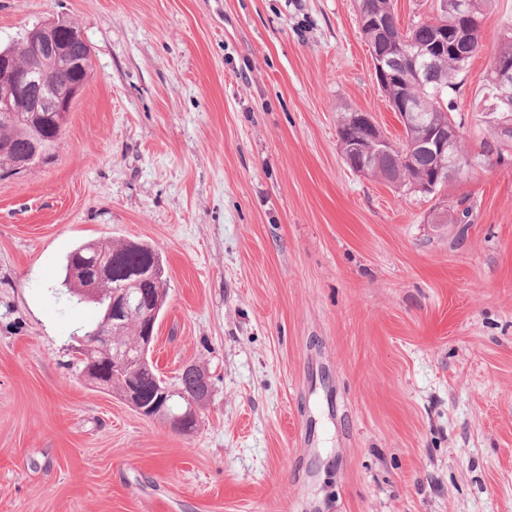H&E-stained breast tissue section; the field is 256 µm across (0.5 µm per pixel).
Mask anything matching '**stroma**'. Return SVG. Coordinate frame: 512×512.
<instances>
[{"instance_id":"35a3bbf8","label":"stroma","mask_w":512,"mask_h":512,"mask_svg":"<svg viewBox=\"0 0 512 512\" xmlns=\"http://www.w3.org/2000/svg\"><path fill=\"white\" fill-rule=\"evenodd\" d=\"M51 19L91 72L54 158L0 177V512H512V147L480 155L512 0L436 197L341 154L353 109L403 135L357 0H0V46ZM89 240L161 255L153 360L212 388L192 434L82 378Z\"/></svg>"}]
</instances>
